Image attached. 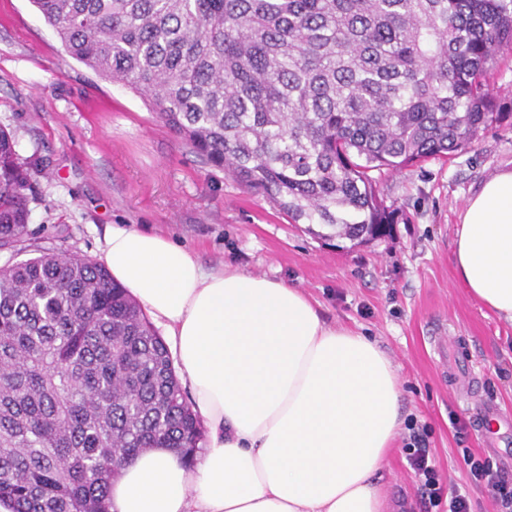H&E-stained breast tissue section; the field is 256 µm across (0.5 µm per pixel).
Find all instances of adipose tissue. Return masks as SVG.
<instances>
[{
	"label": "adipose tissue",
	"instance_id": "obj_1",
	"mask_svg": "<svg viewBox=\"0 0 512 512\" xmlns=\"http://www.w3.org/2000/svg\"><path fill=\"white\" fill-rule=\"evenodd\" d=\"M99 259L162 325L207 429L185 459L148 448L113 481L110 512H392L376 479L402 424L400 379L376 341L326 323L295 286L113 226ZM455 268L512 322V169L461 216Z\"/></svg>",
	"mask_w": 512,
	"mask_h": 512
}]
</instances>
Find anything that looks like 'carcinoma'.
<instances>
[{
	"label": "carcinoma",
	"instance_id": "carcinoma-1",
	"mask_svg": "<svg viewBox=\"0 0 512 512\" xmlns=\"http://www.w3.org/2000/svg\"><path fill=\"white\" fill-rule=\"evenodd\" d=\"M66 52L314 237L388 236L370 175L449 159L499 122L487 76L512 0H31ZM34 172L0 127V249L28 234ZM204 433L129 291L79 255L0 266V501L109 512L145 448Z\"/></svg>",
	"mask_w": 512,
	"mask_h": 512
}]
</instances>
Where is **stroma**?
<instances>
[{"label": "stroma", "mask_w": 512, "mask_h": 512, "mask_svg": "<svg viewBox=\"0 0 512 512\" xmlns=\"http://www.w3.org/2000/svg\"><path fill=\"white\" fill-rule=\"evenodd\" d=\"M489 85L503 120L451 159L382 175L397 224L389 237L342 249L205 164L140 97L69 57L31 0H0V127L36 170L25 248L0 250V266L44 251L97 258L106 232L123 224L168 235L205 269L288 282L328 322L380 343L400 375L405 422L426 430L444 483L469 486L476 512H498L488 489L471 485L452 423L465 422L466 446L511 480L512 450L483 446L470 396L450 386L434 351L435 337L464 340L482 396L512 415V322L473 298L454 266L467 200L512 168V51L502 50ZM408 440L401 434L380 471L384 493L401 512H447L421 502Z\"/></svg>", "instance_id": "35a3bbf8"}]
</instances>
